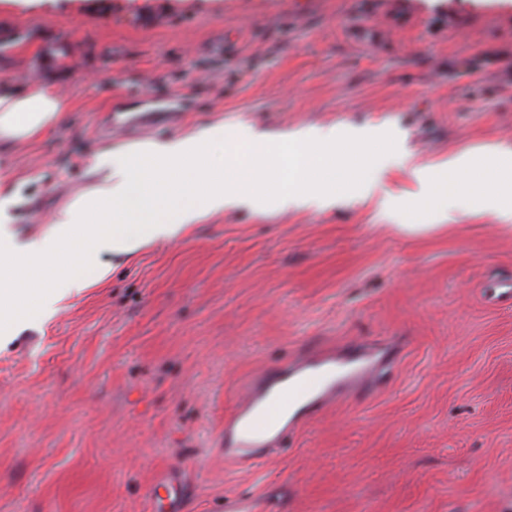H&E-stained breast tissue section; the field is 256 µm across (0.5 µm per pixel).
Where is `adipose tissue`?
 <instances>
[{
	"mask_svg": "<svg viewBox=\"0 0 512 512\" xmlns=\"http://www.w3.org/2000/svg\"><path fill=\"white\" fill-rule=\"evenodd\" d=\"M66 102L48 84L19 91L0 84V148L42 135L63 118ZM389 144L436 203L454 184L469 188L471 206L512 221V148L484 146L435 165L416 162L401 134L383 125L313 126L277 136L241 124L216 123L164 141L100 151L91 159L93 187L57 209L42 234L26 243L10 229L13 189L0 179V333L20 320L54 312L91 284L85 268L99 253H124L175 238L188 225L254 206L272 194L280 211L324 210L338 185L381 207L396 206L369 154Z\"/></svg>",
	"mask_w": 512,
	"mask_h": 512,
	"instance_id": "ef3b65f1",
	"label": "adipose tissue"
}]
</instances>
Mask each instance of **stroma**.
<instances>
[{
    "label": "stroma",
    "mask_w": 512,
    "mask_h": 512,
    "mask_svg": "<svg viewBox=\"0 0 512 512\" xmlns=\"http://www.w3.org/2000/svg\"><path fill=\"white\" fill-rule=\"evenodd\" d=\"M0 81L62 87L8 150L11 229L41 233L105 147L221 122L384 124L423 163L512 148V0H0ZM176 103L151 130L125 116ZM396 212L214 215L101 254L107 278L0 335V512H512V227L412 197ZM386 352L372 386L228 461L248 380L316 350Z\"/></svg>",
    "instance_id": "35a3bbf8"
}]
</instances>
